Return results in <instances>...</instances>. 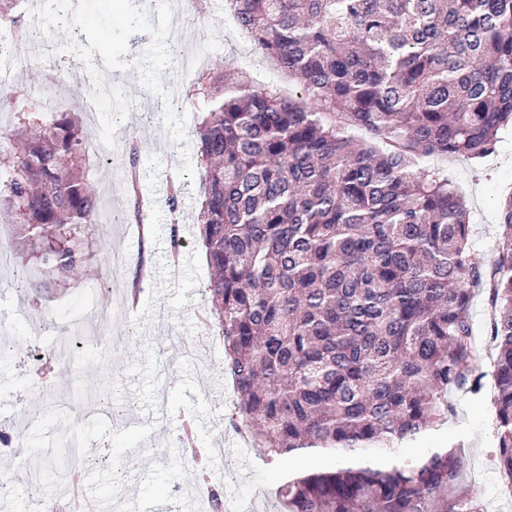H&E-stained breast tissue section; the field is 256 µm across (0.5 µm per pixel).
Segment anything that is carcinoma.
<instances>
[{
    "label": "carcinoma",
    "instance_id": "cac0c4a2",
    "mask_svg": "<svg viewBox=\"0 0 512 512\" xmlns=\"http://www.w3.org/2000/svg\"><path fill=\"white\" fill-rule=\"evenodd\" d=\"M308 107L245 79L201 82L198 238L205 289L244 426L266 463L315 449L284 512H485L455 449L409 454L454 413L448 392L494 385L493 462L512 483V192L494 261L470 244L466 201L429 155L483 159L512 125V0H227ZM22 0H0L15 42L37 45ZM370 140L353 142L347 130ZM0 150V210L52 273L90 272L101 200L83 175L74 112L36 96ZM141 156L125 153L128 219ZM489 330L473 335L475 289Z\"/></svg>",
    "mask_w": 512,
    "mask_h": 512
}]
</instances>
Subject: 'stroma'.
<instances>
[{
    "label": "stroma",
    "instance_id": "1",
    "mask_svg": "<svg viewBox=\"0 0 512 512\" xmlns=\"http://www.w3.org/2000/svg\"><path fill=\"white\" fill-rule=\"evenodd\" d=\"M207 3L206 11L196 13L172 0L170 36L177 44L174 65L163 71L162 82L176 109L189 112L188 132H195L208 110L198 92L202 77L219 71L245 77L253 88L306 102L300 80L258 55L229 7L216 0ZM104 82L121 87L132 107L117 129L114 148L103 149V165L87 173L104 206L89 249L96 256L110 246L131 254L125 269L107 267L106 277L131 281L142 264L149 274L137 309L127 313L113 312L85 279L63 282L50 275L20 291L10 276L0 277V304L15 323L13 343L0 355V421L26 434L28 458L41 468L50 500L64 498L79 475L98 498L99 512H114L118 504L127 512H201L198 487L185 477L191 460L178 439L177 419L185 415L193 422L198 447L222 443L224 455L210 459L209 474L226 499L250 512H283L276 490L304 465L295 457L266 463L261 449L229 428L235 392L224 369L222 341L211 337L196 358H170L175 337L203 333V318L211 308L205 293L209 269L195 226L203 171L195 169L178 209H170L169 182L179 176L181 155L163 126L162 100L143 87L132 67L106 72ZM499 137L496 152L478 162L437 155L422 161L423 167L447 174L464 196L471 243L487 263L496 255L500 198L512 189V128L501 130ZM131 140L142 159L145 236L135 225L113 221L114 213L125 210L126 197L110 184L123 178L125 144ZM175 224L186 241L177 254L170 248ZM34 314L60 327L80 328L82 349L70 359V376H61V360L48 353L49 331L33 329ZM96 325L112 333L113 344L94 336ZM34 347L44 350L41 360L26 358ZM451 399L454 415L422 440V447L463 445L466 475L479 488L486 512H512V495L506 494L492 462L494 420L488 400L460 390ZM115 409L123 412V421L113 419ZM50 429L62 439L78 433L81 445L72 462H64L61 448L50 447Z\"/></svg>",
    "mask_w": 512,
    "mask_h": 512
}]
</instances>
